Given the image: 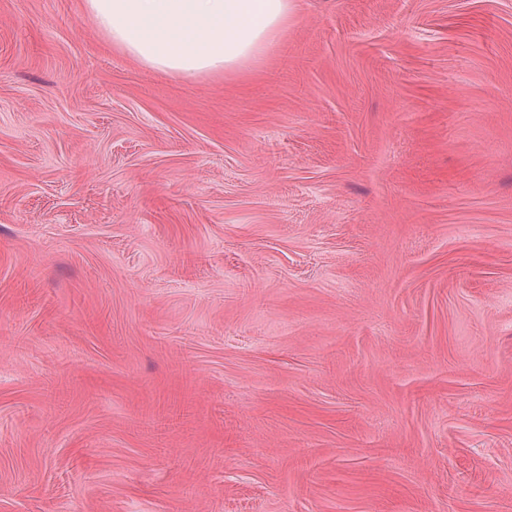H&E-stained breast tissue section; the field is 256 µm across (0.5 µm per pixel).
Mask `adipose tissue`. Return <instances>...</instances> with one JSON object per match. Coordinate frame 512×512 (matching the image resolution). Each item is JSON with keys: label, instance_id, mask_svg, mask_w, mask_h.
Masks as SVG:
<instances>
[{"label": "adipose tissue", "instance_id": "1", "mask_svg": "<svg viewBox=\"0 0 512 512\" xmlns=\"http://www.w3.org/2000/svg\"><path fill=\"white\" fill-rule=\"evenodd\" d=\"M113 46L190 80L241 73L287 31L293 0H85Z\"/></svg>", "mask_w": 512, "mask_h": 512}]
</instances>
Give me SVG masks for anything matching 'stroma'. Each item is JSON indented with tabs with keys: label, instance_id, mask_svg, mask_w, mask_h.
Wrapping results in <instances>:
<instances>
[{
	"label": "stroma",
	"instance_id": "stroma-1",
	"mask_svg": "<svg viewBox=\"0 0 512 512\" xmlns=\"http://www.w3.org/2000/svg\"><path fill=\"white\" fill-rule=\"evenodd\" d=\"M0 512H512V0H0ZM293 0H85L112 45L185 80L239 74L288 30Z\"/></svg>",
	"mask_w": 512,
	"mask_h": 512
}]
</instances>
